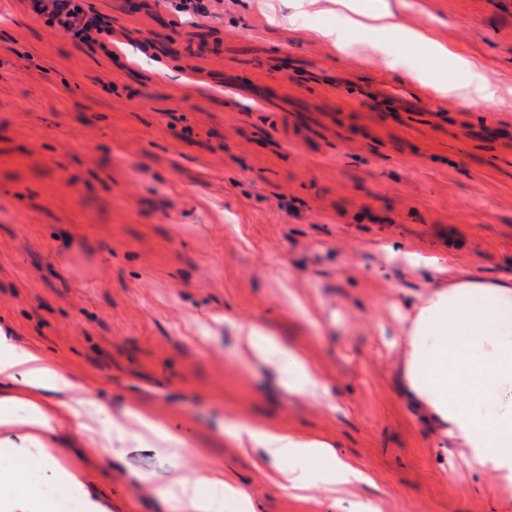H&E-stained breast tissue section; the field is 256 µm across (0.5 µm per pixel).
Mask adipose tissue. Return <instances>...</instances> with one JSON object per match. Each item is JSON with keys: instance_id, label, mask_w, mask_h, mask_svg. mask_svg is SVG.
Here are the masks:
<instances>
[{"instance_id": "adipose-tissue-1", "label": "adipose tissue", "mask_w": 512, "mask_h": 512, "mask_svg": "<svg viewBox=\"0 0 512 512\" xmlns=\"http://www.w3.org/2000/svg\"><path fill=\"white\" fill-rule=\"evenodd\" d=\"M349 30L384 45L396 39L425 51L431 62L447 63L446 44L428 31L401 27L397 21L406 0H382L365 8L357 0H336ZM409 77L441 97L466 107H492L500 98L483 67L472 63L465 81H435L426 71ZM258 355L278 364L288 386L301 394L324 389L319 371L304 350L274 336L257 341L246 335ZM406 391L444 426L450 438L470 448L481 468L505 474L512 482V275L493 282L452 275L448 283L422 300L400 338ZM101 412L96 402L36 347L23 346L0 329V512H52L43 491L46 479L67 491L82 486L77 469L61 467L50 436L66 425L87 432ZM279 472L282 488L297 487L301 466L320 469L324 491L336 495L357 478L356 471L325 442L275 427H246ZM38 454L24 458L25 448ZM27 466H20V459ZM161 495L179 512H223L226 504L244 507L246 491L225 481L216 467L205 470L178 464Z\"/></svg>"}]
</instances>
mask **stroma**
I'll use <instances>...</instances> for the list:
<instances>
[{
	"label": "stroma",
	"instance_id": "stroma-1",
	"mask_svg": "<svg viewBox=\"0 0 512 512\" xmlns=\"http://www.w3.org/2000/svg\"><path fill=\"white\" fill-rule=\"evenodd\" d=\"M87 2L112 28L100 48L0 0V327L98 402L96 437L143 409L182 448L106 455L63 430L59 460L110 512H175L156 490L187 454L255 512H512L406 398L395 346L429 275L404 254L512 273V0L399 18L450 47L437 76L482 64L489 110L411 80L431 67L414 49L333 47L335 14L291 29L295 0ZM247 328L302 346L326 393L289 391ZM253 425L326 441L361 477L334 501L318 471L282 490Z\"/></svg>",
	"mask_w": 512,
	"mask_h": 512
}]
</instances>
